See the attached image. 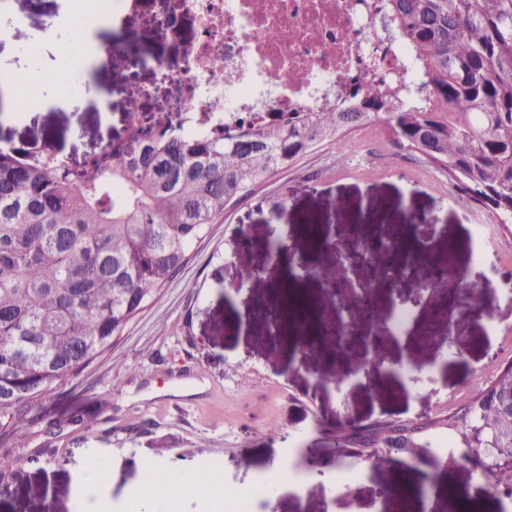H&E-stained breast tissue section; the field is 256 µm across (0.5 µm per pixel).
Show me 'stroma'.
Here are the masks:
<instances>
[{"label":"stroma","mask_w":512,"mask_h":512,"mask_svg":"<svg viewBox=\"0 0 512 512\" xmlns=\"http://www.w3.org/2000/svg\"><path fill=\"white\" fill-rule=\"evenodd\" d=\"M0 8L23 19L27 30H53L58 41L70 35L62 0H0ZM81 73L86 84L78 103L43 84L31 111L0 120V146L47 141L79 164L125 133L121 103L129 92H164L140 69L118 80L106 63ZM105 96L115 104L112 111L101 107ZM348 139L347 158L316 149L227 205L191 249L189 262L111 350L59 386L42 418L29 425L24 448L0 446V465L48 445L55 449L37 467L0 484V512H85L78 478L95 456L108 465L116 505L148 463L203 468L223 486L246 492L284 462L289 481L274 499L253 500L252 512H448L440 490L451 486L467 489L472 512H512V502L488 492L479 467H448L444 448L407 464L392 451L379 463L357 460V479L345 494L336 491V462L349 457L336 445L337 429L433 417L485 376L494 353L512 346V230L482 224L481 211L447 176L398 148L382 125L353 131ZM414 216L430 226L422 240L428 252L455 246L457 267L480 270L489 282L484 304L472 305L463 318L455 347L437 339L419 345L432 316L429 299L411 308L409 323L396 332L386 285L371 281L363 265L347 268L344 293L355 302L360 285L371 284L388 326L377 340L382 355L417 367L418 379L396 372L376 386L363 382L373 352L361 342L347 356L331 347L270 344L268 325L253 311L276 301L282 290L316 302L322 319L336 316L328 282L291 277L285 260L273 254V234L329 267L338 255L314 248L313 233L344 240L351 225L405 224ZM233 279L242 281L241 290L231 289ZM116 378L122 381L117 388ZM79 410L91 414V424L72 422ZM51 422L60 426L52 438L45 432ZM313 455L322 459L321 471L308 468Z\"/></svg>","instance_id":"1"}]
</instances>
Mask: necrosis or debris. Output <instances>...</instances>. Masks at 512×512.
<instances>
[{"label":"necrosis or debris","mask_w":512,"mask_h":512,"mask_svg":"<svg viewBox=\"0 0 512 512\" xmlns=\"http://www.w3.org/2000/svg\"><path fill=\"white\" fill-rule=\"evenodd\" d=\"M166 30L191 20L182 55L136 52L139 24L105 49L114 69L144 67L174 88L156 130L207 133L336 106L379 79H411L408 50L381 30V0H167ZM335 51L326 55L324 43ZM223 56V69L213 59ZM290 81H281V74Z\"/></svg>","instance_id":"obj_1"}]
</instances>
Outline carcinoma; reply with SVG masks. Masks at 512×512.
Segmentation results:
<instances>
[{
  "label": "carcinoma",
  "instance_id": "carcinoma-1",
  "mask_svg": "<svg viewBox=\"0 0 512 512\" xmlns=\"http://www.w3.org/2000/svg\"><path fill=\"white\" fill-rule=\"evenodd\" d=\"M386 30L415 63L413 88L369 83L332 109L185 137L112 139L79 166L23 163L0 147V444L21 445L32 411L112 347L185 265L224 208L316 147L344 158L346 133L382 122L402 149L445 170L471 202L512 224V0H385ZM397 261L425 264L395 231ZM444 428L512 501V359L435 420L377 422L337 445L408 460ZM0 466V482L53 454Z\"/></svg>",
  "mask_w": 512,
  "mask_h": 512
}]
</instances>
